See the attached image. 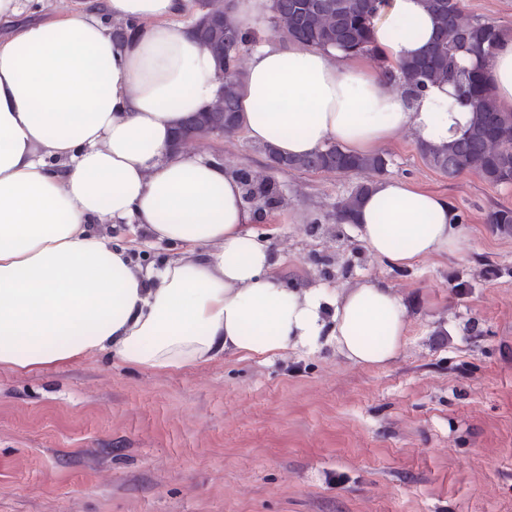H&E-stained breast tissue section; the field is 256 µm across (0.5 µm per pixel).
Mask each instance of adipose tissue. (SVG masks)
<instances>
[{
    "instance_id": "obj_1",
    "label": "adipose tissue",
    "mask_w": 512,
    "mask_h": 512,
    "mask_svg": "<svg viewBox=\"0 0 512 512\" xmlns=\"http://www.w3.org/2000/svg\"><path fill=\"white\" fill-rule=\"evenodd\" d=\"M38 2L0 0V366L99 355L171 371L324 344L356 365L396 357L407 309L391 288L280 282L236 174L172 150L174 127L220 86L210 50L175 22L188 0H71L41 19ZM112 18L136 33L114 41ZM373 33L383 69L333 47L254 45L241 84L247 138L299 156L329 140L370 154L405 130L433 145L461 133L472 114L452 85L408 99L384 74L432 42L422 0H391ZM483 70L512 112V34ZM106 223L139 225L181 253L141 269L96 232ZM354 224L398 267L456 251L469 235L445 198L403 180L376 181Z\"/></svg>"
}]
</instances>
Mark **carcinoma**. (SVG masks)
I'll return each mask as SVG.
<instances>
[{"label":"carcinoma","mask_w":512,"mask_h":512,"mask_svg":"<svg viewBox=\"0 0 512 512\" xmlns=\"http://www.w3.org/2000/svg\"><path fill=\"white\" fill-rule=\"evenodd\" d=\"M384 5V0H271L270 23L292 42L338 47L349 55L378 60L372 21ZM424 5L436 23L435 40L420 56L402 62L397 71L388 70L385 75L404 95L416 94L429 84L455 83L462 89L472 118L468 128L448 143L420 144L421 154L429 166L450 179L474 172L491 185L511 184L512 112L500 111L482 67L459 65L463 54L484 59L499 42L503 29L493 21L467 17L462 0H424ZM192 31L222 66L220 90L212 106L190 114L175 131V150L220 133L231 136L238 130L242 47L255 41L254 33L235 16L232 0H199ZM263 151L275 170L365 175L364 181L336 203L338 224L352 222L362 199L372 189L373 177L388 166L382 154H351L332 141L304 156H282L270 145L263 146ZM236 175L245 187L246 198L257 209L273 210L282 203L271 177L243 169ZM486 221L500 234L512 235V209L496 208L487 214Z\"/></svg>","instance_id":"obj_1"}]
</instances>
